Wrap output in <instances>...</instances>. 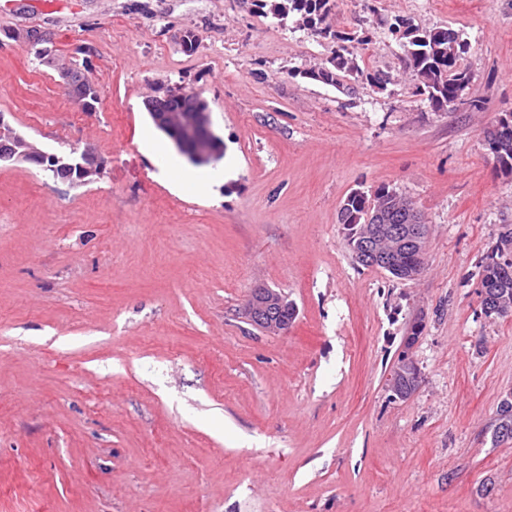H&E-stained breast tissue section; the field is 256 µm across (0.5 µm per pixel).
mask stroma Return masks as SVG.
I'll return each mask as SVG.
<instances>
[{"mask_svg": "<svg viewBox=\"0 0 512 512\" xmlns=\"http://www.w3.org/2000/svg\"><path fill=\"white\" fill-rule=\"evenodd\" d=\"M459 31L469 100L434 111L388 31ZM91 50L96 111L5 38ZM385 90L301 77L334 42L239 0H78L0 8V113L48 153L92 148L80 185L0 164V512H512V316L485 317L488 256L512 230V175L487 133L512 111V0H336ZM200 38L183 53L178 32ZM206 101L236 168L173 194L141 141L151 87ZM386 185L430 226L413 281L355 264L337 213ZM287 296V333L253 324ZM423 378L388 369L416 314ZM280 312H293V317H281ZM245 315L253 322H265L269 332L285 333L296 317V308L281 292L270 288H257L251 294ZM420 336H413L409 333L404 337L402 353L392 363L388 376L386 388L391 392L394 400L407 401L418 390L422 380V370L413 356V349L419 341Z\"/></svg>", "mask_w": 512, "mask_h": 512, "instance_id": "stroma-1", "label": "stroma"}]
</instances>
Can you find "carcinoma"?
Returning a JSON list of instances; mask_svg holds the SVG:
<instances>
[{"label":"carcinoma","instance_id":"obj_1","mask_svg":"<svg viewBox=\"0 0 512 512\" xmlns=\"http://www.w3.org/2000/svg\"><path fill=\"white\" fill-rule=\"evenodd\" d=\"M254 6L263 10V15L273 18L293 19L299 26L311 31L322 38L336 41L337 47L326 64L311 68L303 75L328 85L337 86L341 79L353 74L365 76V81L372 87L384 90L390 83L386 73L376 70L364 73L357 62V56L350 43L359 45L368 44L367 37H360L333 29L331 23L334 0H254ZM389 31L406 39V67L412 72L416 80V92L426 95L431 107L436 111H445L458 95L465 94L471 83V76L467 70L461 68L462 53L456 41L460 39L457 31L451 28L423 29L415 25L409 18H395L390 24ZM7 38L21 42L28 46L30 53L40 65L51 69L59 63V55L55 49L53 36L32 40L31 29L28 27L9 29L5 31ZM69 70L81 73V80L65 90L66 95L84 111L93 112L99 103L98 90L90 78L92 67L89 59L78 63L71 61L67 66ZM179 87H157L155 95L145 101L147 112H175L185 121L177 127L183 134L194 128L196 113L204 108V102L196 93L180 94ZM12 145L18 161L35 163L51 174L66 171L71 178L69 182H86L88 177L98 171L100 161L90 149L76 156L74 153L53 157H44L34 150V145L25 137L17 134ZM491 153L496 158L501 171L512 174V129L499 139L488 140ZM389 192L386 186L378 187L373 194L367 195L359 192L346 202L338 212V223L343 225L346 235L354 236L362 230L365 214L368 207L382 208L386 205L385 193ZM411 202L402 198L393 204L389 211L388 223H407V208Z\"/></svg>","mask_w":512,"mask_h":512}]
</instances>
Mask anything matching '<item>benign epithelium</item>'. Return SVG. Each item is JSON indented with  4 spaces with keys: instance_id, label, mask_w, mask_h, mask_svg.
I'll return each instance as SVG.
<instances>
[{
    "instance_id": "obj_1",
    "label": "benign epithelium",
    "mask_w": 512,
    "mask_h": 512,
    "mask_svg": "<svg viewBox=\"0 0 512 512\" xmlns=\"http://www.w3.org/2000/svg\"><path fill=\"white\" fill-rule=\"evenodd\" d=\"M196 127V144L178 134L174 135V140L190 161L207 164L220 156V139L210 128L208 112L199 113ZM409 213L411 220L407 224H387L379 211L370 214L365 233L351 238L352 257H359L399 280L417 279L425 267L429 226L415 207H410ZM481 298L485 316L512 314V291L483 284ZM281 312L294 313L296 308L285 295L270 288L255 289L245 309L248 319L265 323L267 331L273 333L287 332L293 322L291 318L279 316ZM418 341L417 336H405L403 351L390 367L386 388L394 400L407 401L419 388L422 370L413 356Z\"/></svg>"
}]
</instances>
